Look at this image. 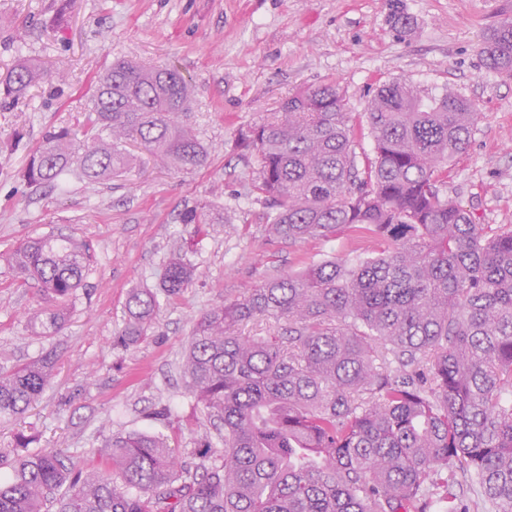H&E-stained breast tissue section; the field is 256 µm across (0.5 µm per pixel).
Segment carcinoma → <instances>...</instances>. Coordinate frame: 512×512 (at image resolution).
Masks as SVG:
<instances>
[{"mask_svg":"<svg viewBox=\"0 0 512 512\" xmlns=\"http://www.w3.org/2000/svg\"><path fill=\"white\" fill-rule=\"evenodd\" d=\"M391 21L399 36L412 34L411 17L396 10ZM482 57L512 73V19L491 31ZM50 76L21 54L0 89L23 101ZM191 100L178 70L118 60L98 77L84 138L49 132L26 177L61 184L76 171L100 184L128 166L129 140L177 171L201 167L208 148L181 120ZM364 118L374 155L362 164V128L333 81L288 94L237 131L252 189L272 209L270 233L296 243L357 228L380 249L274 277L198 320L181 371L214 432L193 462L162 434L128 433L106 438L101 465L85 469L19 435L13 455L0 453L12 470L0 512H432L441 499L433 476L458 470L474 476L487 512H512V226L474 223L442 190L476 112L455 91L396 79ZM220 221L207 202L181 214L183 224ZM6 261L54 302L84 286L93 255L50 235ZM194 278L174 253L159 288L178 294ZM156 303L151 291L130 292L121 346L147 335ZM35 319L56 333L65 314ZM254 320L281 334L243 335ZM54 366L46 353L1 372L0 419L35 404ZM447 490L445 512H470L465 495Z\"/></svg>","mask_w":512,"mask_h":512,"instance_id":"cac0c4a2","label":"carcinoma"}]
</instances>
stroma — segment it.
Segmentation results:
<instances>
[{
	"mask_svg": "<svg viewBox=\"0 0 512 512\" xmlns=\"http://www.w3.org/2000/svg\"><path fill=\"white\" fill-rule=\"evenodd\" d=\"M58 6L0 0V73L21 53L56 72L31 89L28 103L0 92V369L48 352L58 358L33 408L0 420V451L22 433L90 467L106 436L159 432L189 456L209 427L180 368L199 318L268 279L371 249L350 232L296 244L267 236L266 207L232 144L288 92L336 82L358 123L392 79L454 89L477 119L443 192L475 223L512 225V74L488 71L480 55L491 28L512 19V0H76L62 31L52 25ZM397 9L416 23L410 38L390 25ZM119 59L175 68L191 84L185 120L209 149L205 165L177 172L131 141V168L106 184L30 183L26 165L46 130L83 135L94 77ZM198 201L220 209L223 223H181ZM49 234L88 240L94 253L85 287L51 336L32 320L46 306L39 288L13 279L4 263L26 240ZM175 250L196 268L192 286L159 293L147 336L119 346L130 290L156 289ZM163 405L171 415L162 423L152 413Z\"/></svg>",
	"mask_w": 512,
	"mask_h": 512,
	"instance_id": "obj_1",
	"label": "stroma"
}]
</instances>
